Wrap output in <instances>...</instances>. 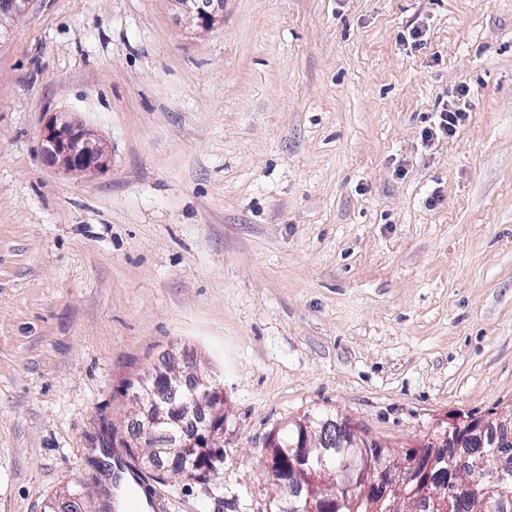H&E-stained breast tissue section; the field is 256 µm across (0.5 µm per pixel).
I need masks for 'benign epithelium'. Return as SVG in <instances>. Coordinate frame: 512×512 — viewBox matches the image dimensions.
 Returning a JSON list of instances; mask_svg holds the SVG:
<instances>
[{"instance_id":"7a95c632","label":"benign epithelium","mask_w":512,"mask_h":512,"mask_svg":"<svg viewBox=\"0 0 512 512\" xmlns=\"http://www.w3.org/2000/svg\"><path fill=\"white\" fill-rule=\"evenodd\" d=\"M179 15L189 25L211 29L224 18V0H171ZM33 0H0V34L10 22L25 14ZM40 149L47 164L65 172L98 171L109 168L110 155L101 139L83 121L66 112H53L40 132ZM138 418L129 430L128 442L147 452L138 457L142 472L177 473L188 477L198 468L210 464L208 455L224 447V388L194 362L185 363L183 376L159 370L152 384L143 388L136 399ZM295 440L283 448L276 437L267 440V456L288 464L291 486L306 487L305 475L311 453L317 452L322 468H327L329 449L319 447L327 428L336 426V447L377 448L383 459L379 471L383 476L365 481L361 497L372 504L385 505L386 512H404L403 503H417L425 508L424 498L443 492L444 481L434 472V460L407 453L402 457L390 454L386 446L365 439L347 419L305 416L294 421ZM512 426V420L498 415L489 419H466L459 415L450 422L438 423L444 443L462 448L475 441L505 437L512 443V434L500 429ZM166 428L170 441L163 448H154L151 438L155 429ZM502 468L498 455H483L472 465V474L486 478Z\"/></svg>"}]
</instances>
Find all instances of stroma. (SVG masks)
Returning a JSON list of instances; mask_svg holds the SVG:
<instances>
[{
  "label": "stroma",
  "instance_id": "1",
  "mask_svg": "<svg viewBox=\"0 0 512 512\" xmlns=\"http://www.w3.org/2000/svg\"><path fill=\"white\" fill-rule=\"evenodd\" d=\"M424 43L408 44L411 28ZM467 85L469 117L424 144ZM103 172L39 151L50 113ZM224 387L220 491L269 512L268 433L327 411L401 455L512 406V0H34L0 41V512H43L124 434L131 384ZM188 24L211 29L224 18V0H170ZM70 113L53 112L40 132V149L47 164L65 172L109 168L110 155L101 139Z\"/></svg>",
  "mask_w": 512,
  "mask_h": 512
}]
</instances>
